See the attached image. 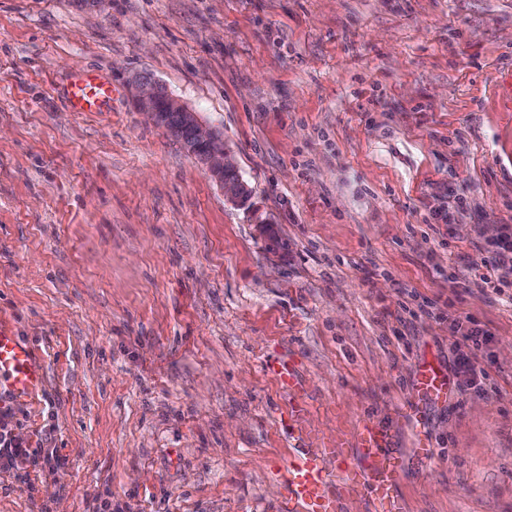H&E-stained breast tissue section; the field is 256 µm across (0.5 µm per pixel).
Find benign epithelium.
Instances as JSON below:
<instances>
[{
    "label": "benign epithelium",
    "instance_id": "obj_1",
    "mask_svg": "<svg viewBox=\"0 0 512 512\" xmlns=\"http://www.w3.org/2000/svg\"><path fill=\"white\" fill-rule=\"evenodd\" d=\"M132 95L139 111L154 125L168 132L171 131V113H179L183 123L191 128L190 139L181 140L183 147L200 161L207 175L223 190L228 203L235 206L247 204L250 198L247 188L224 178L225 173L238 170V166L224 145L223 132L208 125L198 113L170 95L166 96L169 110L161 109L158 106L163 97L161 87L150 76H142L135 81Z\"/></svg>",
    "mask_w": 512,
    "mask_h": 512
}]
</instances>
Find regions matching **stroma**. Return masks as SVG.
<instances>
[{"label":"stroma","instance_id":"obj_1","mask_svg":"<svg viewBox=\"0 0 512 512\" xmlns=\"http://www.w3.org/2000/svg\"><path fill=\"white\" fill-rule=\"evenodd\" d=\"M510 47L512 0H0V320L46 372L0 512H282L273 362L322 435L386 430L406 512H512V272L475 281L512 226ZM91 69L116 93L71 111ZM145 73L223 131L247 206L144 121ZM460 315L484 393L410 414ZM477 325L475 322H473L470 318L466 317L463 319H455L452 326H451V332L452 336L456 337V344H464L472 352L473 356H476V351L480 350V348L486 344L488 341V334L487 331L483 330L482 328L478 326H472Z\"/></svg>","mask_w":512,"mask_h":512}]
</instances>
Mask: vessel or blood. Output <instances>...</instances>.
I'll use <instances>...</instances> for the list:
<instances>
[{
  "mask_svg": "<svg viewBox=\"0 0 512 512\" xmlns=\"http://www.w3.org/2000/svg\"><path fill=\"white\" fill-rule=\"evenodd\" d=\"M112 92L111 84L90 70L70 82L65 102L76 112H97ZM279 378L295 404L290 422L297 442L285 485L286 512H340L343 491L348 487L369 498L372 512H402L397 489L407 461L400 453L387 448L386 431L363 425L351 452L344 441L324 443L314 430L302 427L299 422L304 400L295 373L283 371ZM44 382V368L32 347L16 335L9 323L0 321V411L27 401L41 390ZM416 392L428 399H446L448 380L433 365H423ZM328 456L336 460V473L332 476L322 466Z\"/></svg>",
  "mask_w": 512,
  "mask_h": 512,
  "instance_id": "vessel-or-blood-1",
  "label": "vessel or blood"
}]
</instances>
